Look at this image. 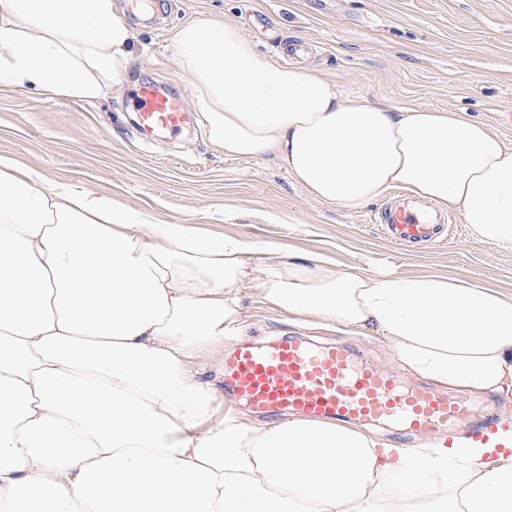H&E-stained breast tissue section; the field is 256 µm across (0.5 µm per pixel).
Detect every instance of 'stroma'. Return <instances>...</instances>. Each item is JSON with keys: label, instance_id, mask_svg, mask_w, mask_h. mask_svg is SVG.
I'll return each mask as SVG.
<instances>
[{"label": "stroma", "instance_id": "35a3bbf8", "mask_svg": "<svg viewBox=\"0 0 512 512\" xmlns=\"http://www.w3.org/2000/svg\"><path fill=\"white\" fill-rule=\"evenodd\" d=\"M135 31L123 95L93 104L0 85V154L48 183H91L156 224H190L210 235L251 240L297 258L320 255L342 273L358 267L401 276L463 280L512 296V246L477 239L450 213L448 238L428 251L392 244L371 215L384 198L355 207L309 196L273 159L224 156L206 136L197 91L172 56L171 32L208 17L238 25L257 51L280 58L277 41L303 39L306 67L369 104L463 111L512 147V0H117ZM154 79L187 103L193 128L144 142L135 91ZM245 340L293 336L347 341L374 363L418 383L376 330L354 332L281 310L259 288L241 298Z\"/></svg>", "mask_w": 512, "mask_h": 512}]
</instances>
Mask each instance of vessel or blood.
<instances>
[{
  "mask_svg": "<svg viewBox=\"0 0 512 512\" xmlns=\"http://www.w3.org/2000/svg\"><path fill=\"white\" fill-rule=\"evenodd\" d=\"M136 110L147 131L171 136L180 134L191 118L183 100L161 83L137 90ZM375 221L397 244L441 241V219L422 206L391 202ZM224 401L273 418L288 413L313 421H385L394 426L403 448L431 434L455 440L512 422L502 414L472 419L463 402L427 386L406 385L397 372L348 345L297 339L237 345L224 362Z\"/></svg>",
  "mask_w": 512,
  "mask_h": 512,
  "instance_id": "b4317fda",
  "label": "vessel or blood"
}]
</instances>
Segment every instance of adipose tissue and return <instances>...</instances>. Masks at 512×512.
Here are the masks:
<instances>
[{
    "label": "adipose tissue",
    "mask_w": 512,
    "mask_h": 512,
    "mask_svg": "<svg viewBox=\"0 0 512 512\" xmlns=\"http://www.w3.org/2000/svg\"><path fill=\"white\" fill-rule=\"evenodd\" d=\"M116 0H0V85L84 103L120 93ZM225 156L276 158L314 198L402 188L512 244V148L455 110L375 106L209 18L171 33ZM154 224L89 183L0 155V512H512V425L415 448L294 418L215 415L197 363L242 335L240 295L375 328L417 375L512 394V298Z\"/></svg>",
    "instance_id": "obj_1"
}]
</instances>
